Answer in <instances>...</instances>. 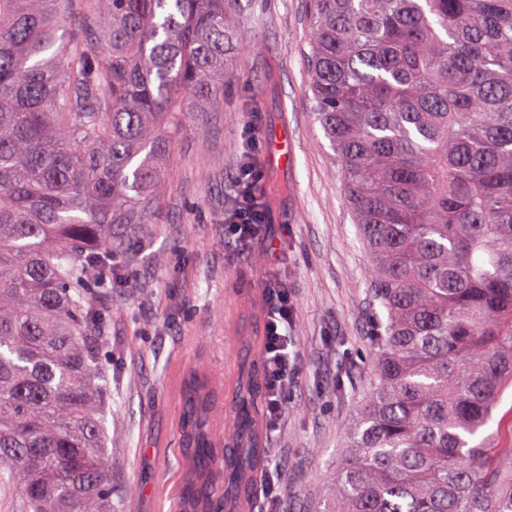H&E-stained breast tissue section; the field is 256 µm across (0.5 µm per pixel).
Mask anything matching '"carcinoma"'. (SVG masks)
I'll use <instances>...</instances> for the list:
<instances>
[{
	"mask_svg": "<svg viewBox=\"0 0 512 512\" xmlns=\"http://www.w3.org/2000/svg\"><path fill=\"white\" fill-rule=\"evenodd\" d=\"M231 0H0V483L16 512H114L95 383L112 288L153 224L166 143L224 94ZM309 90L386 312L330 512H512L473 443L512 386V0H310ZM186 447L228 512L259 463L244 371L226 451L184 383Z\"/></svg>",
	"mask_w": 512,
	"mask_h": 512,
	"instance_id": "cac0c4a2",
	"label": "carcinoma"
}]
</instances>
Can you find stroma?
I'll use <instances>...</instances> for the list:
<instances>
[{
    "mask_svg": "<svg viewBox=\"0 0 512 512\" xmlns=\"http://www.w3.org/2000/svg\"><path fill=\"white\" fill-rule=\"evenodd\" d=\"M308 0H235L246 42L228 59L224 98L189 113L168 151L160 223L140 232L135 261L94 302L109 318L99 351L107 387L108 479L117 512H164L154 495L162 463L182 480L181 371L253 365L264 375L268 321L264 287L287 283L288 334L296 352L288 404L274 430L266 405L254 413L261 466L246 512H324L348 448L346 424L376 374V337L385 312L374 301L372 257L353 222L341 174L307 88ZM257 119L261 186L270 207L266 237L240 251L224 236V211ZM287 135L293 156L273 160ZM512 451V387L482 432Z\"/></svg>",
    "mask_w": 512,
    "mask_h": 512,
    "instance_id": "35a3bbf8",
    "label": "stroma"
}]
</instances>
